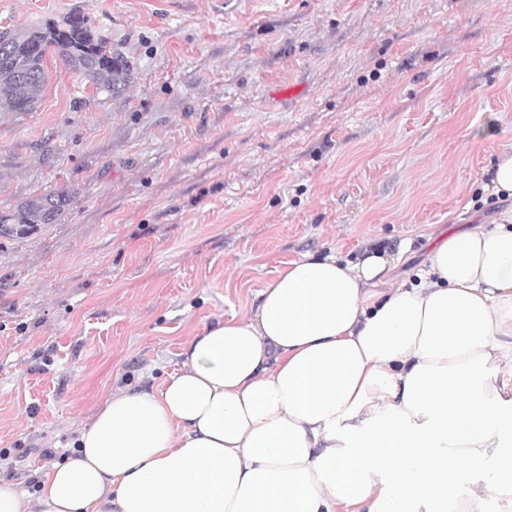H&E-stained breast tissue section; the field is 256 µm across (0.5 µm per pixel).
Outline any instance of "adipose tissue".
Returning <instances> with one entry per match:
<instances>
[{
    "mask_svg": "<svg viewBox=\"0 0 512 512\" xmlns=\"http://www.w3.org/2000/svg\"><path fill=\"white\" fill-rule=\"evenodd\" d=\"M285 262L0 512H512V215Z\"/></svg>",
    "mask_w": 512,
    "mask_h": 512,
    "instance_id": "adipose-tissue-1",
    "label": "adipose tissue"
}]
</instances>
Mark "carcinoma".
Returning <instances> with one entry per match:
<instances>
[{
  "label": "carcinoma",
  "mask_w": 512,
  "mask_h": 512,
  "mask_svg": "<svg viewBox=\"0 0 512 512\" xmlns=\"http://www.w3.org/2000/svg\"><path fill=\"white\" fill-rule=\"evenodd\" d=\"M58 57L80 72L92 88L111 96L124 93L134 82L131 61L104 35L95 34L87 18L73 14L60 26L43 31L11 32L0 43V112H34L47 81L46 60ZM67 200L57 194L30 197L0 224H22L30 231L54 223Z\"/></svg>",
  "instance_id": "1"
}]
</instances>
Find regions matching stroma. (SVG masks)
<instances>
[{
  "label": "stroma",
  "mask_w": 512,
  "mask_h": 512,
  "mask_svg": "<svg viewBox=\"0 0 512 512\" xmlns=\"http://www.w3.org/2000/svg\"><path fill=\"white\" fill-rule=\"evenodd\" d=\"M75 13L134 82L95 96L51 60L37 110L0 116V214L70 200L0 237V477L23 484L280 262L423 261L512 151V0H0V27ZM66 198L57 194H45L30 197L18 205L12 214L0 215V233H19L24 229L20 224L30 229L28 233L22 232L16 235H26L35 230L39 224H53L65 210ZM25 233V234H24Z\"/></svg>",
  "instance_id": "obj_1"
}]
</instances>
